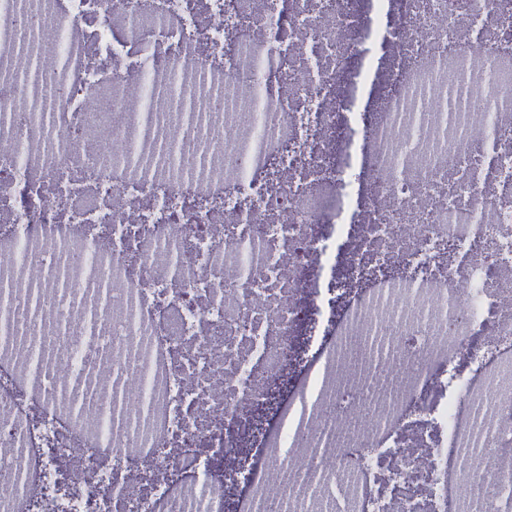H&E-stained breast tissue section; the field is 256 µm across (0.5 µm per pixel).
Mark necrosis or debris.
Instances as JSON below:
<instances>
[{"mask_svg":"<svg viewBox=\"0 0 512 512\" xmlns=\"http://www.w3.org/2000/svg\"><path fill=\"white\" fill-rule=\"evenodd\" d=\"M65 91L0 148V512H500L512 488V0H0V69L30 20ZM289 40H279L281 31ZM385 71L386 103L352 96ZM245 90L205 176L130 162V85ZM466 92L462 134L418 91ZM74 257L69 296L22 315ZM110 281L87 337L72 297ZM107 357L149 410L75 414L60 376ZM257 430L238 476L225 451ZM479 444L477 495L452 464Z\"/></svg>","mask_w":512,"mask_h":512,"instance_id":"4bbe7bcc","label":"necrosis or debris"}]
</instances>
